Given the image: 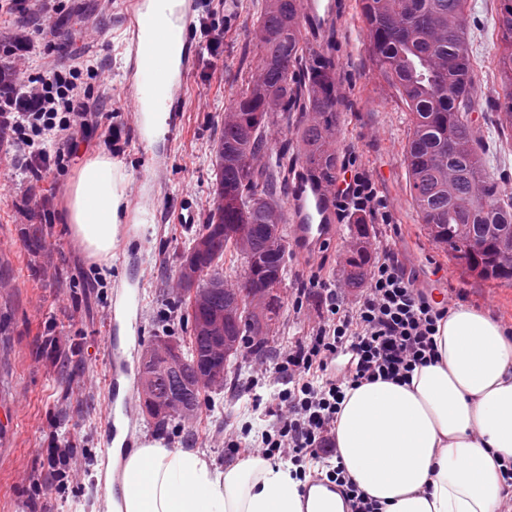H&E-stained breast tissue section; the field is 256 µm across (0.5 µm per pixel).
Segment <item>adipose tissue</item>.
Masks as SVG:
<instances>
[{
  "mask_svg": "<svg viewBox=\"0 0 512 512\" xmlns=\"http://www.w3.org/2000/svg\"><path fill=\"white\" fill-rule=\"evenodd\" d=\"M129 176L105 153L72 178L62 220L88 256L108 260L126 222ZM438 359L409 383L347 390L336 446L381 512H499L512 479V335L457 306L438 323ZM118 512H343L339 494L303 487L292 466L249 458L221 469L192 450L143 441L124 461Z\"/></svg>",
  "mask_w": 512,
  "mask_h": 512,
  "instance_id": "adipose-tissue-1",
  "label": "adipose tissue"
}]
</instances>
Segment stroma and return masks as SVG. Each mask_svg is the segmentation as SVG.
<instances>
[{"mask_svg":"<svg viewBox=\"0 0 512 512\" xmlns=\"http://www.w3.org/2000/svg\"><path fill=\"white\" fill-rule=\"evenodd\" d=\"M329 31L342 97L336 130L341 161H354L367 172L386 201L390 221L373 223L371 256L398 254L418 276V286L436 288L452 305L489 311L512 329V281L485 282L432 243L410 196L403 149L411 116L393 87L381 76L366 49L358 0ZM25 14L0 17V28L42 20L43 55L27 67L95 60L101 76L86 78L91 118L77 134L78 147L64 168L40 180L25 178L10 136L0 137V512H106L109 488L98 478L102 461L122 470V456L103 450L106 404L111 394L107 324L123 294L141 292L139 332L144 341L161 336L187 344L186 326L172 317L168 304L177 267L196 233L168 220L167 213L183 194L196 197L207 215L213 197L215 142L224 111L237 92L257 73L258 50L251 40L262 0H224L220 19L224 45L219 55L201 51L190 72L182 107V126L167 152V165L148 182L136 140L137 117L123 87L128 56L122 45L129 33L126 17L131 0H56L41 14L27 0ZM496 0H470L474 65L480 87L477 118L484 131L489 170L512 195V137L500 134L494 101L503 94L497 68ZM111 120H103V113ZM121 129L117 156L130 176L129 214L138 218L121 239L109 264L99 265L74 241L61 210L67 186L90 155L104 152L108 125ZM47 224L46 250L53 265L36 274L43 256L33 255L22 239L28 224ZM341 235L314 257L289 255L282 283L281 329L270 339V352L309 335L325 314L320 292L310 288L321 277L346 303L359 292L346 287L342 268L349 255L351 220L340 222ZM306 289L295 306L298 289ZM265 410L252 406L238 388L209 393L192 423L157 427L137 412L135 440L157 438L168 447L192 449L225 467L224 436L250 424L265 425ZM75 443L77 451L61 479L50 476L47 450L56 441Z\"/></svg>","mask_w":512,"mask_h":512,"instance_id":"obj_1","label":"stroma"}]
</instances>
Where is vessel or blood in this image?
<instances>
[{
  "label": "vessel or blood",
  "instance_id": "vessel-or-blood-1",
  "mask_svg": "<svg viewBox=\"0 0 512 512\" xmlns=\"http://www.w3.org/2000/svg\"><path fill=\"white\" fill-rule=\"evenodd\" d=\"M300 14L313 39H321L337 16L335 0H299ZM192 0H135L129 17L130 62L127 86L135 111L151 112L162 117L163 126L139 133V143L170 139L179 124L184 81L190 66L199 55L191 37ZM174 223L192 227L199 211L194 197L182 196L170 211ZM288 247L293 251L317 253L340 234L334 209V190L324 184L296 179L286 205ZM135 322L111 321L109 347L112 352L113 388L121 397L106 405L110 442L126 445V429L132 422L130 402L136 388H122L121 380L131 370L121 346L123 333L135 329Z\"/></svg>",
  "mask_w": 512,
  "mask_h": 512
}]
</instances>
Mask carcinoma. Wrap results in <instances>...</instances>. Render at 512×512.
<instances>
[{
    "label": "carcinoma",
    "mask_w": 512,
    "mask_h": 512,
    "mask_svg": "<svg viewBox=\"0 0 512 512\" xmlns=\"http://www.w3.org/2000/svg\"><path fill=\"white\" fill-rule=\"evenodd\" d=\"M499 65L507 88L497 100L506 127L512 130V0H498ZM366 46L382 75L411 115L404 164L411 197L429 239L446 249L464 269L483 281L512 280V196L506 195L486 167L475 111V71L468 39V0H361ZM298 0H265L254 29L260 56L258 74L240 91L216 140L212 207L197 238L210 248L198 255L212 267L216 283L199 278L191 294L181 283L170 302L172 312L189 328L187 352L168 353V341L149 343L142 351L138 394L147 414L163 427L188 422L212 391L209 371H225L238 356H224V340L206 325L224 313V305L241 299L243 311L224 324L229 341L264 351L280 332L282 298H268L248 282H283L287 242L279 196L288 186L293 163L309 179L331 186L340 158L335 135L340 119L335 59L307 51ZM296 118L297 142L285 141L274 163H262L268 151L269 125ZM247 230L250 259L242 280L224 285L221 262L227 251L239 253L225 230ZM45 225L32 224L26 247L45 251ZM368 225L355 224L350 255L343 268L350 288H361L370 259Z\"/></svg>",
    "instance_id": "1"
}]
</instances>
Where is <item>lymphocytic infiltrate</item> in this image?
Instances as JSON below:
<instances>
[{
  "mask_svg": "<svg viewBox=\"0 0 512 512\" xmlns=\"http://www.w3.org/2000/svg\"><path fill=\"white\" fill-rule=\"evenodd\" d=\"M97 72L92 61L51 65L30 79L0 71V128H7L21 160V170L42 178L62 168L70 152L60 132L85 126L89 102L83 71ZM339 214H367L388 221L386 204L371 179L356 173L336 193ZM324 290L327 315L310 336L279 350L268 363L250 365L244 392L269 382L275 410L251 441L231 436L229 453L290 461L297 478L311 462L327 464L326 478L343 497L348 512H379L346 476L333 430L347 389L379 379L408 382L416 367L436 356L437 326L448 313L447 300L435 299L417 285V277L393 252L372 266L358 301L345 304L335 289Z\"/></svg>",
  "mask_w": 512,
  "mask_h": 512,
  "instance_id": "1",
  "label": "lymphocytic infiltrate"
}]
</instances>
